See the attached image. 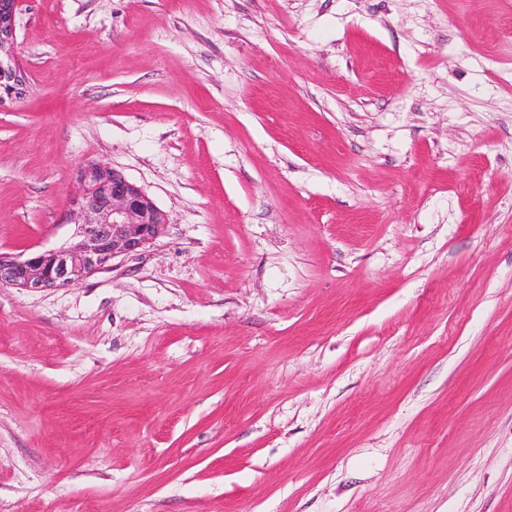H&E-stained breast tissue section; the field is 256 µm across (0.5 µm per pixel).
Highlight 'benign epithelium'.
<instances>
[{"label":"benign epithelium","instance_id":"7a95c632","mask_svg":"<svg viewBox=\"0 0 512 512\" xmlns=\"http://www.w3.org/2000/svg\"><path fill=\"white\" fill-rule=\"evenodd\" d=\"M23 0H0V112L24 98L29 78L15 54L16 17ZM78 191L64 223L76 227L67 247L11 255L0 252V285L27 292L64 287L102 272L122 255L152 245L166 214L119 171L104 162L76 169Z\"/></svg>","mask_w":512,"mask_h":512}]
</instances>
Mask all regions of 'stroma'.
<instances>
[{"label":"stroma","mask_w":512,"mask_h":512,"mask_svg":"<svg viewBox=\"0 0 512 512\" xmlns=\"http://www.w3.org/2000/svg\"><path fill=\"white\" fill-rule=\"evenodd\" d=\"M0 251L102 161L166 212L0 287V512H512V0H25Z\"/></svg>","instance_id":"35a3bbf8"}]
</instances>
